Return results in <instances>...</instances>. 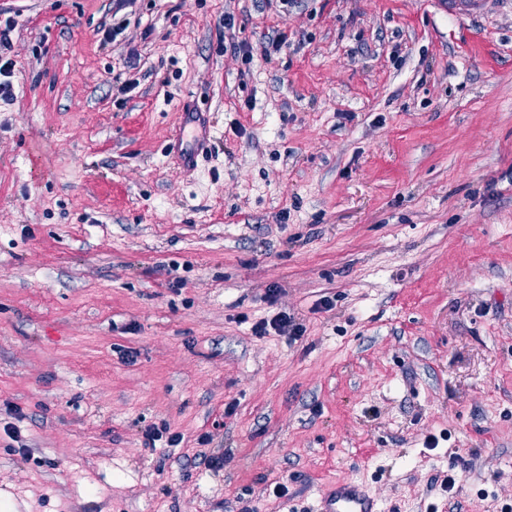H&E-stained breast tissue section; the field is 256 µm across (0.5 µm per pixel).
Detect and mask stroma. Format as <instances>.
I'll list each match as a JSON object with an SVG mask.
<instances>
[{
  "mask_svg": "<svg viewBox=\"0 0 512 512\" xmlns=\"http://www.w3.org/2000/svg\"><path fill=\"white\" fill-rule=\"evenodd\" d=\"M6 19L0 512H512V0ZM441 11L454 18H473L482 12L484 0H434ZM182 115L183 121L177 131L170 154L177 156L182 165L189 168L196 153L207 143L208 129L202 112L188 109L183 110ZM292 322L293 321L291 320V317L288 316L286 312H282L279 313L270 322L261 321L260 323H258L254 328V332L256 335L259 336L266 335L267 332H269L267 327L268 325H270L271 328L278 333H285L288 331V327H292L291 332L293 333V335L301 336L303 332V327H301L300 324H293ZM318 512H376V503L362 483H336L320 500Z\"/></svg>",
  "mask_w": 512,
  "mask_h": 512,
  "instance_id": "35a3bbf8",
  "label": "stroma"
}]
</instances>
